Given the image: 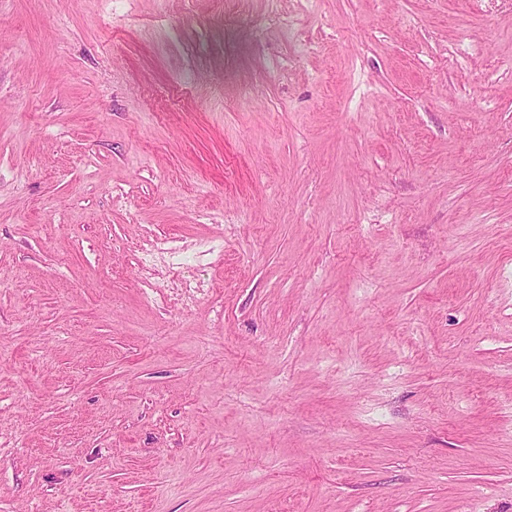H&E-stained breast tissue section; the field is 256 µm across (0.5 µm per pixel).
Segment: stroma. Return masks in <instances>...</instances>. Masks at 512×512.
I'll return each instance as SVG.
<instances>
[{"label":"stroma","mask_w":512,"mask_h":512,"mask_svg":"<svg viewBox=\"0 0 512 512\" xmlns=\"http://www.w3.org/2000/svg\"><path fill=\"white\" fill-rule=\"evenodd\" d=\"M0 512H512V0H0Z\"/></svg>","instance_id":"stroma-1"}]
</instances>
